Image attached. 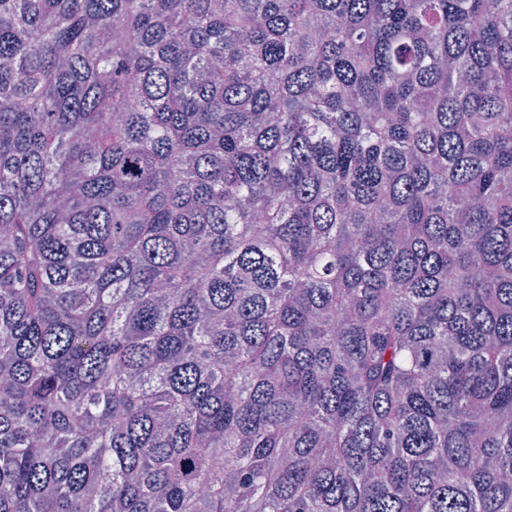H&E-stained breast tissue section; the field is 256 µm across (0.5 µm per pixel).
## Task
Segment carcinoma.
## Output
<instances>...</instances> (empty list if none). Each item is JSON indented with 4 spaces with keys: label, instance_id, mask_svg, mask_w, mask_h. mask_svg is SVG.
<instances>
[{
    "label": "carcinoma",
    "instance_id": "1",
    "mask_svg": "<svg viewBox=\"0 0 512 512\" xmlns=\"http://www.w3.org/2000/svg\"><path fill=\"white\" fill-rule=\"evenodd\" d=\"M0 512H512V0H0Z\"/></svg>",
    "mask_w": 512,
    "mask_h": 512
}]
</instances>
